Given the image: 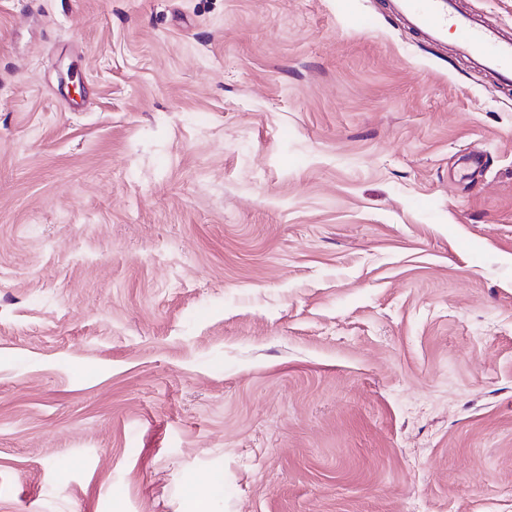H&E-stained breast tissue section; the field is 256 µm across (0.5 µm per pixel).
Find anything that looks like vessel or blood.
Masks as SVG:
<instances>
[{
  "label": "vessel or blood",
  "instance_id": "obj_1",
  "mask_svg": "<svg viewBox=\"0 0 512 512\" xmlns=\"http://www.w3.org/2000/svg\"><path fill=\"white\" fill-rule=\"evenodd\" d=\"M392 10L428 41L458 35V50L479 70L492 74L497 88L512 87V37L481 16L462 11L458 0H391Z\"/></svg>",
  "mask_w": 512,
  "mask_h": 512
}]
</instances>
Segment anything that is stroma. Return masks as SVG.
I'll use <instances>...</instances> for the list:
<instances>
[{
	"mask_svg": "<svg viewBox=\"0 0 512 512\" xmlns=\"http://www.w3.org/2000/svg\"><path fill=\"white\" fill-rule=\"evenodd\" d=\"M512 512V89L389 0H0V512Z\"/></svg>",
	"mask_w": 512,
	"mask_h": 512,
	"instance_id": "35a3bbf8",
	"label": "stroma"
}]
</instances>
